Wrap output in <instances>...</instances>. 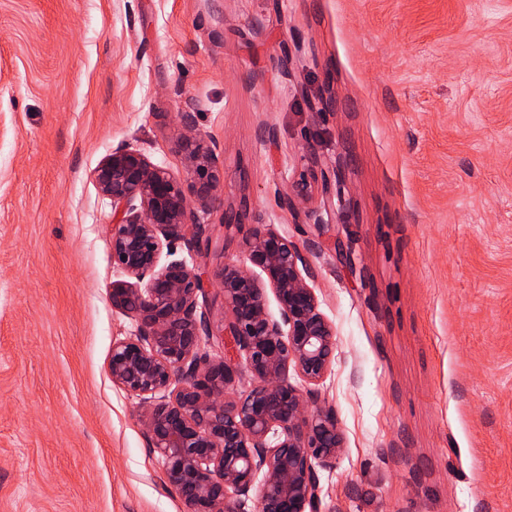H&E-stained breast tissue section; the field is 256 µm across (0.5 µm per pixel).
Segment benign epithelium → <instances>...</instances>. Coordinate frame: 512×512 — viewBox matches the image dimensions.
<instances>
[{
  "label": "benign epithelium",
  "mask_w": 512,
  "mask_h": 512,
  "mask_svg": "<svg viewBox=\"0 0 512 512\" xmlns=\"http://www.w3.org/2000/svg\"><path fill=\"white\" fill-rule=\"evenodd\" d=\"M186 176L152 163L137 150L112 151L94 170L112 202V309L136 322L133 335L112 342L107 369L113 383L138 399L139 417L168 482L188 512H230L228 495L248 499L256 512H312L316 467H331L344 448L334 413L309 410L288 380L289 369L319 383L335 360L336 330L321 312L298 244L269 224H253L242 238V260L215 271L185 261L161 263L163 249L185 236L194 256L206 259L224 231L242 224L224 212L202 224L195 202L207 206L224 183V166L196 129L190 109L179 113ZM308 157L286 205L310 224H324L311 207L313 183L331 176ZM219 281L224 321L212 326L208 284ZM273 294L278 314L268 308ZM218 336L224 358L201 351ZM248 373L252 386L232 401L224 390Z\"/></svg>",
  "instance_id": "1"
}]
</instances>
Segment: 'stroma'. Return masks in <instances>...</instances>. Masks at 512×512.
<instances>
[{"label": "stroma", "instance_id": "35a3bbf8", "mask_svg": "<svg viewBox=\"0 0 512 512\" xmlns=\"http://www.w3.org/2000/svg\"><path fill=\"white\" fill-rule=\"evenodd\" d=\"M186 106L202 222L288 232L336 326L289 377L344 434L317 512H512V0H0V512L187 510L107 371L135 322L93 177L184 174ZM312 154L321 226L285 205Z\"/></svg>", "mask_w": 512, "mask_h": 512}]
</instances>
